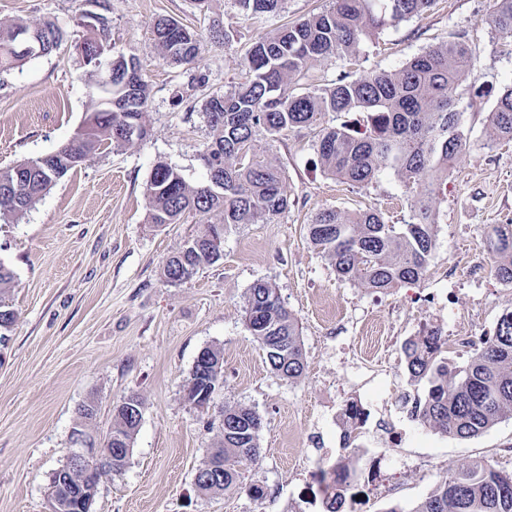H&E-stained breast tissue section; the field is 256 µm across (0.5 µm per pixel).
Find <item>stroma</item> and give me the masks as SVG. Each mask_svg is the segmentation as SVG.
<instances>
[{"label":"stroma","mask_w":512,"mask_h":512,"mask_svg":"<svg viewBox=\"0 0 512 512\" xmlns=\"http://www.w3.org/2000/svg\"><path fill=\"white\" fill-rule=\"evenodd\" d=\"M106 39L110 56L137 54L151 88L146 138L115 149L102 145L59 179L20 219H0V263L14 281L5 299L17 313L0 344V512H49V484L67 461L78 408L95 404L90 431L105 437L112 410L138 394L143 417L122 470L104 476L91 512H320L318 459L343 457L346 405L359 401L372 417L391 415L404 438L385 448L365 427L353 465L396 476L392 492L375 490L362 512H404L423 500L448 471L489 462L512 472V418L474 438L442 434L414 420L396 394H414L404 371V342L421 331L451 330L469 320L493 334L512 308V284L491 277L488 238L512 224V140L487 122L497 93L512 85V46L487 23L492 0H437L427 14L368 40L359 73L393 71L450 34L469 35L474 61L458 93L467 146L437 205L436 245L424 277L386 294L340 280L307 236L320 210L352 213L368 207L392 224L409 221L411 192L394 170L352 186L327 175L317 158L318 129L271 141L257 133L255 149L281 168L287 210L268 223L230 226L224 252L179 285L163 265L205 223H147L146 185L157 163L176 167L190 184L205 170L209 96L238 82L245 55L261 33L329 5L285 0L280 14L255 24L235 0H111ZM94 0H0V22L55 23L61 47L0 76V169L55 152L75 137L92 107V89L76 47L90 36L82 15ZM173 17L198 39L191 65L159 58L153 25ZM229 41L213 39L215 30ZM207 75L205 86L195 78ZM272 283L297 319L303 375L289 383L270 369L245 322L250 286ZM438 294L444 306L412 300ZM221 348L224 386L200 410L185 398L198 352ZM387 358H373L376 348ZM241 404L262 418L259 456L243 465L239 488L200 493L198 467L221 432L219 406ZM263 495L250 493V486Z\"/></svg>","instance_id":"obj_1"}]
</instances>
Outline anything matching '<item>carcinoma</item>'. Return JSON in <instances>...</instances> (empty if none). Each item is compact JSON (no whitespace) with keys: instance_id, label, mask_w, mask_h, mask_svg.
<instances>
[{"instance_id":"carcinoma-1","label":"carcinoma","mask_w":512,"mask_h":512,"mask_svg":"<svg viewBox=\"0 0 512 512\" xmlns=\"http://www.w3.org/2000/svg\"><path fill=\"white\" fill-rule=\"evenodd\" d=\"M101 13L98 34L85 39L88 50L106 42L105 13L110 0H95ZM247 17L277 14L285 0H236ZM436 0H330L329 7L284 24L254 40L242 79L206 104L209 140L201 153L207 178L192 186L167 163L154 168L146 186L151 224H178L189 216L206 220L204 232L186 239L165 261L170 285L192 278L222 257L224 231L231 225L268 221L288 209L281 169L255 152L257 131L276 140L293 128L320 127L318 157L323 171L349 185L372 182L393 169L412 192V217L390 224L377 210L353 216L326 208L308 224L309 240L329 257L339 278L385 293L424 275L435 247L436 202L466 141L460 128L458 87L471 67L467 33H454L395 71L357 77L340 75L330 86L311 82L315 62L330 57L358 60L366 41L385 28L429 12ZM488 24L512 41V0H492ZM24 23L0 25V73L26 61L13 46ZM153 37L159 55L170 64L195 62L197 39L170 18L158 19ZM115 69H133L134 81L112 90L99 88V74L87 62L96 102L77 137L57 150V161H25L26 169L0 170V214L21 217L70 170L80 166L105 140L121 149L134 141L124 134L129 123L145 127L150 90L139 58L112 60ZM363 115V125L344 121L321 126L325 114ZM500 138L512 139V88H506L490 112ZM496 278L512 284V224L493 227L489 238ZM246 321L259 341L270 369L292 382L305 370L297 320L283 306L276 288L255 282L248 291ZM17 314L0 300V343ZM447 339L431 329L403 346L408 379L424 386L411 415L424 425L460 438L476 437L498 420L512 417V310L503 313L492 336L457 365L448 360ZM256 411L224 406V440L215 453L224 456V490L237 488L239 467L258 455ZM139 425L114 410L112 436L133 444ZM323 512H349L348 493L356 470L344 462L320 470ZM411 512H512V472L491 463L463 465L448 472Z\"/></svg>"}]
</instances>
